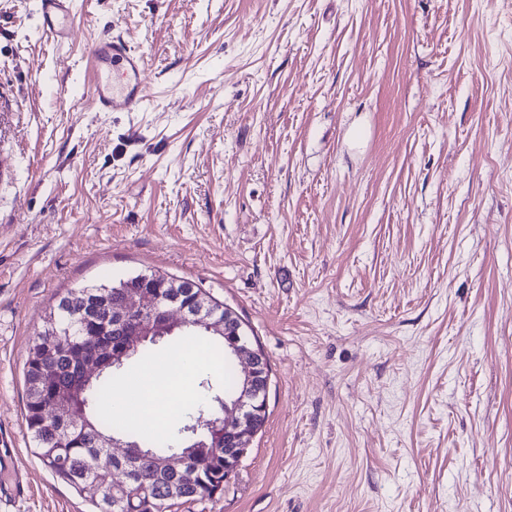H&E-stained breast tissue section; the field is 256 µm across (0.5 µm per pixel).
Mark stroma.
I'll use <instances>...</instances> for the list:
<instances>
[{
    "instance_id": "stroma-1",
    "label": "stroma",
    "mask_w": 512,
    "mask_h": 512,
    "mask_svg": "<svg viewBox=\"0 0 512 512\" xmlns=\"http://www.w3.org/2000/svg\"><path fill=\"white\" fill-rule=\"evenodd\" d=\"M0 0V435L65 291L195 282L270 364L224 492L171 512H512V0ZM143 57L100 112L91 44ZM363 132L352 141V130ZM73 8V0H37L42 28L54 41L63 42L71 38L73 32L69 18Z\"/></svg>"
}]
</instances>
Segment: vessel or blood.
Wrapping results in <instances>:
<instances>
[{"mask_svg": "<svg viewBox=\"0 0 512 512\" xmlns=\"http://www.w3.org/2000/svg\"><path fill=\"white\" fill-rule=\"evenodd\" d=\"M74 0H37L44 31L57 42L69 40ZM94 68V105L101 112L139 111L146 98V67L142 56L115 37L94 43L89 50Z\"/></svg>", "mask_w": 512, "mask_h": 512, "instance_id": "b4317fda", "label": "vessel or blood"}]
</instances>
